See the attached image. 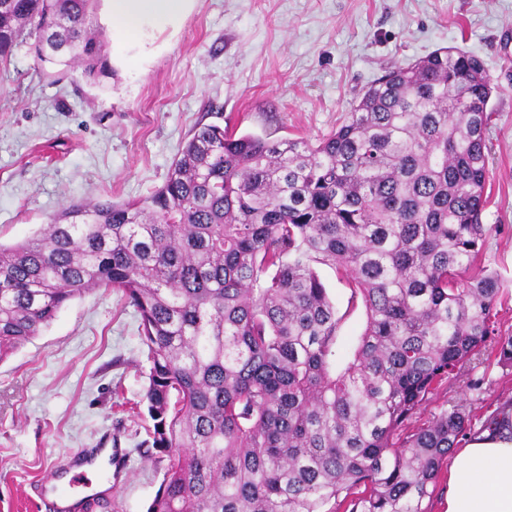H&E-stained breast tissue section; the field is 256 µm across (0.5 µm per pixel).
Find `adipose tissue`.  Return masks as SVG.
Returning a JSON list of instances; mask_svg holds the SVG:
<instances>
[{"label": "adipose tissue", "instance_id": "adipose-tissue-1", "mask_svg": "<svg viewBox=\"0 0 512 512\" xmlns=\"http://www.w3.org/2000/svg\"><path fill=\"white\" fill-rule=\"evenodd\" d=\"M112 45L128 51L129 67L149 53L146 34L175 25L194 0H104ZM443 512H512V408L467 438L446 475Z\"/></svg>", "mask_w": 512, "mask_h": 512}]
</instances>
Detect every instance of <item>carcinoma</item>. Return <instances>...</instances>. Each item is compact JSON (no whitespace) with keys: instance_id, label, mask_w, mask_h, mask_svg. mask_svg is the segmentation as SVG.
Listing matches in <instances>:
<instances>
[{"instance_id":"cac0c4a2","label":"carcinoma","mask_w":512,"mask_h":512,"mask_svg":"<svg viewBox=\"0 0 512 512\" xmlns=\"http://www.w3.org/2000/svg\"><path fill=\"white\" fill-rule=\"evenodd\" d=\"M93 3L0 0V61L31 39L43 69L112 78ZM491 96L477 57L441 48L315 145L195 128L148 197L72 203L0 244V357L112 288L140 320L168 460L148 512H429L469 414L415 416L486 347L512 367L481 265ZM319 265L366 309L343 367Z\"/></svg>"}]
</instances>
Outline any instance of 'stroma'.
<instances>
[{"instance_id":"35a3bbf8","label":"stroma","mask_w":512,"mask_h":512,"mask_svg":"<svg viewBox=\"0 0 512 512\" xmlns=\"http://www.w3.org/2000/svg\"><path fill=\"white\" fill-rule=\"evenodd\" d=\"M149 40L150 61L116 65L99 86L48 76L25 42L0 64V243L33 237L72 202L147 197L200 125L318 143L388 68L456 47L494 86L482 260L502 275L498 319L512 334V0H195L177 28ZM318 273L349 357L365 307L334 270ZM149 367L137 313L105 288L73 298L1 359L0 512H41L35 484L80 449L114 445V482L91 512H147L165 470L144 445ZM470 376L480 388L449 380L417 424L461 404L471 430L484 428L512 398V368L487 351Z\"/></svg>"}]
</instances>
